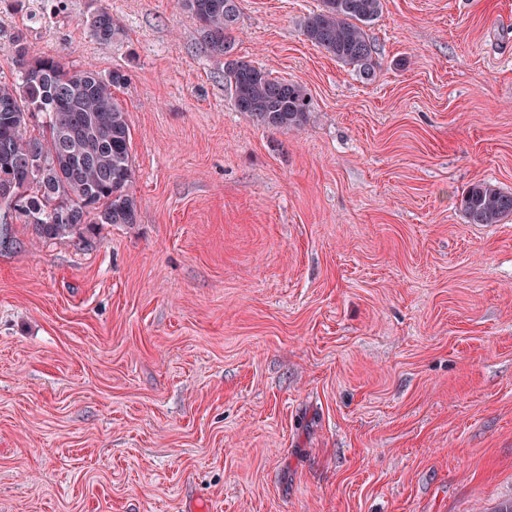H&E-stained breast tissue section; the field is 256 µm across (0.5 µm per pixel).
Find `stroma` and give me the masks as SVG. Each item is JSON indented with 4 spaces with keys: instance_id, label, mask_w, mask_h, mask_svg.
<instances>
[{
    "instance_id": "1",
    "label": "stroma",
    "mask_w": 512,
    "mask_h": 512,
    "mask_svg": "<svg viewBox=\"0 0 512 512\" xmlns=\"http://www.w3.org/2000/svg\"><path fill=\"white\" fill-rule=\"evenodd\" d=\"M238 0H0L10 37L123 71L138 219L36 240L0 208V512H495L512 499V0H383L372 76ZM108 9L112 41L86 22ZM301 84L236 112L226 59ZM198 24L203 41L215 55L224 56L231 50L232 30L238 16L237 0H179ZM224 80L236 112L249 119L285 130L298 129L306 122L309 101L299 84L272 77L262 67L238 60L227 63ZM459 208L469 224H497L512 216V192L478 182L463 192Z\"/></svg>"
}]
</instances>
